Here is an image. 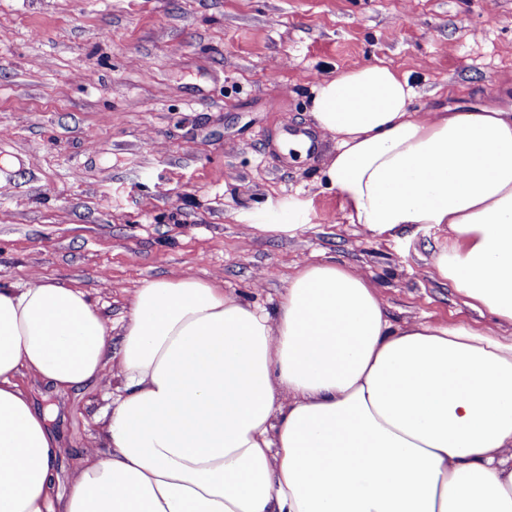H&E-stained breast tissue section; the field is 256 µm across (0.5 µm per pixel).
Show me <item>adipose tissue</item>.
<instances>
[{
    "label": "adipose tissue",
    "instance_id": "ef3b65f1",
    "mask_svg": "<svg viewBox=\"0 0 512 512\" xmlns=\"http://www.w3.org/2000/svg\"><path fill=\"white\" fill-rule=\"evenodd\" d=\"M407 75L318 82L325 175L351 223L445 226L433 265L499 335L393 326L329 262L268 312L191 274L144 281L120 327L81 288L0 284V512H512V111H413ZM112 375L105 431L51 493L58 447L18 383Z\"/></svg>",
    "mask_w": 512,
    "mask_h": 512
}]
</instances>
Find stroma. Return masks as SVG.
I'll list each match as a JSON object with an SVG mask.
<instances>
[{
  "label": "stroma",
  "instance_id": "1",
  "mask_svg": "<svg viewBox=\"0 0 512 512\" xmlns=\"http://www.w3.org/2000/svg\"><path fill=\"white\" fill-rule=\"evenodd\" d=\"M380 61L416 111L510 109L512 0H0V282L81 287L116 323L149 279L219 280L271 311L297 266L332 261L394 326L496 329L438 276L444 227L370 233L324 179L335 139L274 145L314 130L313 85ZM18 383L50 417L66 497L108 385Z\"/></svg>",
  "mask_w": 512,
  "mask_h": 512
}]
</instances>
